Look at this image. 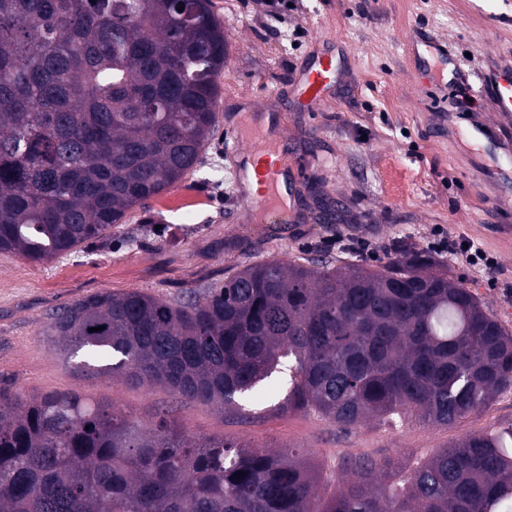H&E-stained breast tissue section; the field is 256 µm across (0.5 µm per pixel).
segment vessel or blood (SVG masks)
<instances>
[{
    "label": "vessel or blood",
    "mask_w": 512,
    "mask_h": 512,
    "mask_svg": "<svg viewBox=\"0 0 512 512\" xmlns=\"http://www.w3.org/2000/svg\"><path fill=\"white\" fill-rule=\"evenodd\" d=\"M411 51L416 58L434 69L435 82L447 87L455 79L458 68L454 58L441 42L433 38L413 40ZM346 80V70L340 59L328 54L317 55L312 64L302 73L299 80V97L310 105L322 102L332 87L340 86ZM483 99L500 120L499 126L491 127L480 118H473L470 134L474 139L489 142L503 157L512 156V140L503 136L501 124L512 122V67L490 69L487 75ZM242 161L250 163L261 190L245 197L247 220L253 224H287L292 220L284 206L283 185L291 184L292 178L280 161L271 157H258L253 145H246L240 151Z\"/></svg>",
    "instance_id": "1"
}]
</instances>
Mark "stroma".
I'll return each instance as SVG.
<instances>
[{
  "label": "stroma",
  "mask_w": 512,
  "mask_h": 512,
  "mask_svg": "<svg viewBox=\"0 0 512 512\" xmlns=\"http://www.w3.org/2000/svg\"><path fill=\"white\" fill-rule=\"evenodd\" d=\"M213 4L227 54L217 79L216 130L199 165L148 209L128 211L108 247L81 246L39 265L0 253V386L23 397H104L146 424L171 408L191 436L297 448L330 479L348 457L432 452L511 424L512 392L447 427L370 420L342 432L315 415L279 411L273 400L225 413L175 401L160 387L74 372L51 342L52 315L94 293L166 298L275 260L377 265L402 242L446 264L512 330V237L499 234L500 225H512V184H495L498 159L470 136L462 110L479 94L481 70L512 59V0H296L283 23L259 0ZM419 34L447 46L461 80L444 90L430 72L416 70L408 47ZM322 46L342 49L352 74L306 111L292 99L291 79ZM437 112L449 113L447 129L435 128ZM245 137L261 148L283 146L281 162L298 178L301 219L282 233L246 221L236 169ZM361 237L378 250L351 252ZM444 237L482 248L497 263L495 277L440 250Z\"/></svg>",
  "instance_id": "stroma-1"
}]
</instances>
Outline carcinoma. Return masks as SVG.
<instances>
[{
    "mask_svg": "<svg viewBox=\"0 0 512 512\" xmlns=\"http://www.w3.org/2000/svg\"><path fill=\"white\" fill-rule=\"evenodd\" d=\"M225 44L212 0H0V253L44 263L103 243L194 170ZM50 329L78 370L225 411L263 401L292 359L280 408L345 432L447 427L512 392V332L412 244L375 266L249 265L172 299L99 292ZM344 471L330 492L298 449L194 441L172 414L150 427L106 399L0 387V512H512V424Z\"/></svg>",
    "mask_w": 512,
    "mask_h": 512,
    "instance_id": "cac0c4a2",
    "label": "carcinoma"
}]
</instances>
